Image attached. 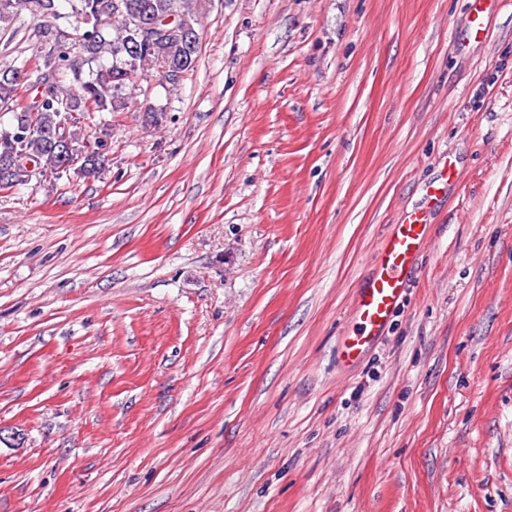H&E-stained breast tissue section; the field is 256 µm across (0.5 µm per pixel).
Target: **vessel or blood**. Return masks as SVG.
<instances>
[{
    "label": "vessel or blood",
    "instance_id": "obj_1",
    "mask_svg": "<svg viewBox=\"0 0 512 512\" xmlns=\"http://www.w3.org/2000/svg\"><path fill=\"white\" fill-rule=\"evenodd\" d=\"M428 226L423 216L411 212L391 225L373 257V273L353 301V327L343 336L341 355L357 361L381 336L404 298L408 274L427 243Z\"/></svg>",
    "mask_w": 512,
    "mask_h": 512
}]
</instances>
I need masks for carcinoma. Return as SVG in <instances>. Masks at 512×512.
Returning <instances> with one entry per match:
<instances>
[{
  "label": "carcinoma",
  "mask_w": 512,
  "mask_h": 512,
  "mask_svg": "<svg viewBox=\"0 0 512 512\" xmlns=\"http://www.w3.org/2000/svg\"><path fill=\"white\" fill-rule=\"evenodd\" d=\"M58 0H0V23H11L25 8L40 21L37 35L44 51L32 104L12 109L22 70L0 67V108L12 110L11 120L0 123V186L29 183L38 172L62 178L70 168L62 166L61 149L71 148L78 158V172L95 177L106 160L104 140L90 146L75 125L74 113L115 111L125 107L123 91L138 74L168 68L183 73L195 67L199 41H186L174 28L181 23L196 26L188 0H128L135 16H149L168 33L162 54L142 42L136 27L122 18L112 25L101 23L107 0H67L69 26ZM72 76L71 85L65 78ZM32 163L29 169L26 163Z\"/></svg>",
  "instance_id": "1"
}]
</instances>
